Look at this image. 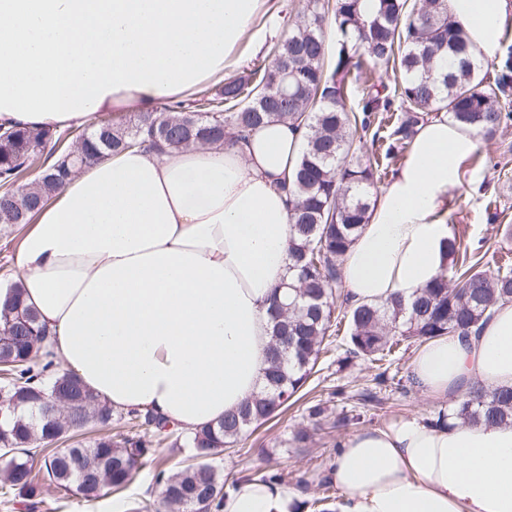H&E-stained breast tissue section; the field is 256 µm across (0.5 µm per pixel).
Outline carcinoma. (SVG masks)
<instances>
[{
    "instance_id": "1",
    "label": "carcinoma",
    "mask_w": 512,
    "mask_h": 512,
    "mask_svg": "<svg viewBox=\"0 0 512 512\" xmlns=\"http://www.w3.org/2000/svg\"><path fill=\"white\" fill-rule=\"evenodd\" d=\"M362 0H305L288 36L274 42L268 63L224 80L214 98L189 105L166 104L120 122H91L76 141L79 154L58 146L62 134L49 129L8 128L0 133V211L15 223H30L58 192L70 171L109 153L136 146L156 151L190 144L233 145L270 120L305 129L291 190L292 269L299 288L272 314L269 366L261 393L248 398L213 427L186 433L167 429L152 413L114 412L74 374L57 369L42 351L45 327L24 304L20 285L0 300V352L10 358L0 381V448H9L4 486L25 509L36 507L40 481L97 498L101 487L116 491L133 484L154 445L174 439L193 449L196 462L169 474L157 473L170 512H191L204 497L210 509L224 504V475L210 463L223 448L272 418L311 376L327 337L347 321L346 353L372 363L390 361L405 340L464 336L493 306L512 300V264L481 266L483 245L448 238L450 266L408 301L396 295L383 304H363L336 314L333 294L339 262L372 208L371 186L386 174L380 159L392 160L411 143L416 125L444 111L462 128L484 136L512 123V47L492 79L472 59L463 28L448 19L446 0H375L366 18ZM336 30L329 49L325 25ZM459 59V69H435L441 54ZM397 63L400 79L389 86L374 75ZM382 148L367 158L366 144ZM34 170L38 180L27 183ZM74 404L64 416L43 412L48 402ZM450 416L463 421L512 425V387H471L455 400ZM134 430L115 440L112 423Z\"/></svg>"
}]
</instances>
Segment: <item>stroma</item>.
<instances>
[{
	"label": "stroma",
	"mask_w": 512,
	"mask_h": 512,
	"mask_svg": "<svg viewBox=\"0 0 512 512\" xmlns=\"http://www.w3.org/2000/svg\"><path fill=\"white\" fill-rule=\"evenodd\" d=\"M304 0H268L255 25L258 39L247 41L241 48L246 67L263 63L274 40L287 36L290 23L302 12ZM455 207L448 217V229L461 238L484 240L483 263L494 267L504 259H512V237H505V225H512V125L494 136L479 137L478 149L465 166L461 185L454 192ZM416 352L408 347L391 371L401 378L403 389L386 392L382 403L361 402L360 394L373 388L376 368L370 362L347 359L340 342H332L321 354L316 373L304 385L303 399L289 402L287 408L272 421L249 430L230 449L216 455L213 464L225 478L239 474L260 475L267 471L282 474L288 487L300 491L306 500L322 494L338 497L337 489H326L325 472L342 438L360 428L385 426L412 414L432 418L441 405L420 398L411 387L410 361ZM315 400L325 408L322 424H314L306 411L307 401ZM357 410L359 423L336 429L332 420L343 412ZM301 430L311 438L305 449H296L292 439ZM157 459L147 462L138 480L121 492L103 489L99 497L88 501L46 483L41 487L42 503L38 512H126L130 501H149L153 512H159L161 499L155 482L156 467L167 472L182 469L191 461V451L162 444Z\"/></svg>",
	"instance_id": "35a3bbf8"
}]
</instances>
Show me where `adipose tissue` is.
<instances>
[{"mask_svg":"<svg viewBox=\"0 0 512 512\" xmlns=\"http://www.w3.org/2000/svg\"><path fill=\"white\" fill-rule=\"evenodd\" d=\"M266 0H0V125L81 129L96 113L151 112L242 64ZM474 58H494L512 0H447ZM303 132L273 122L233 145L130 149L70 175L16 254L44 346L113 409L187 431L257 394L273 298L292 292L286 190ZM474 133L439 113L419 124L341 260L346 301L415 297L447 261L452 193ZM446 401L472 384L512 386V302L466 337L410 362ZM332 512H512V425L422 417L362 429L336 449ZM301 495L243 475L223 512H300Z\"/></svg>","mask_w":512,"mask_h":512,"instance_id":"obj_1","label":"adipose tissue"}]
</instances>
